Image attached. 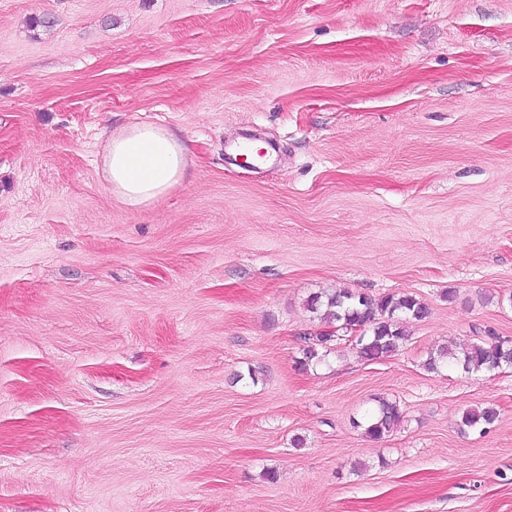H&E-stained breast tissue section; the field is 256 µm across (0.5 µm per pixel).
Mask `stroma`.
<instances>
[{"mask_svg": "<svg viewBox=\"0 0 512 512\" xmlns=\"http://www.w3.org/2000/svg\"><path fill=\"white\" fill-rule=\"evenodd\" d=\"M141 123L188 168L130 209L102 156ZM335 289L429 315L302 366ZM494 337L512 0H0V512H512V366H424ZM402 421V412L396 402L390 400L378 401V407L370 413L363 422H356V427L362 428L364 435L372 441H379L390 435ZM497 417V412L492 407L468 409L462 413L460 426L483 433L490 425L494 424Z\"/></svg>", "mask_w": 512, "mask_h": 512, "instance_id": "1", "label": "stroma"}]
</instances>
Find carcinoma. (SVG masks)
<instances>
[{
    "label": "carcinoma",
    "instance_id": "obj_1",
    "mask_svg": "<svg viewBox=\"0 0 512 512\" xmlns=\"http://www.w3.org/2000/svg\"><path fill=\"white\" fill-rule=\"evenodd\" d=\"M309 312L320 316L323 329L316 335L305 334L303 361L305 366L322 362L331 352L334 343L359 333L351 341L353 348L368 361L381 360L399 351L408 341L404 321L409 318L421 320L428 315L426 306L411 295L384 294L373 296L347 290L316 292L308 296ZM447 364L466 373H492L512 364V345L498 339L473 343L458 350L442 348L424 363L428 370ZM497 412L492 407H477L462 413L460 426L483 433L494 424ZM402 421V412L397 403L378 401V407L356 427L372 441L390 435Z\"/></svg>",
    "mask_w": 512,
    "mask_h": 512
}]
</instances>
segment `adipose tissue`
<instances>
[{
    "instance_id": "obj_1",
    "label": "adipose tissue",
    "mask_w": 512,
    "mask_h": 512,
    "mask_svg": "<svg viewBox=\"0 0 512 512\" xmlns=\"http://www.w3.org/2000/svg\"><path fill=\"white\" fill-rule=\"evenodd\" d=\"M187 165L179 137L154 125L111 134L102 158L104 179L125 206L150 205L177 186Z\"/></svg>"
}]
</instances>
